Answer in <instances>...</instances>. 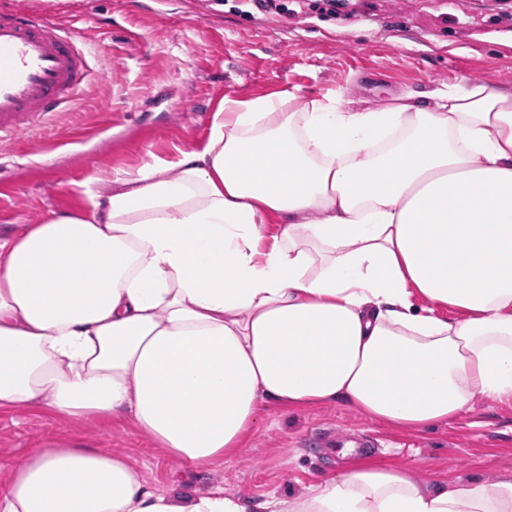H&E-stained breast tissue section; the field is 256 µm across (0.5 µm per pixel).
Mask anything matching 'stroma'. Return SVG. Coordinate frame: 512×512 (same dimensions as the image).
<instances>
[{"label":"stroma","instance_id":"obj_1","mask_svg":"<svg viewBox=\"0 0 512 512\" xmlns=\"http://www.w3.org/2000/svg\"><path fill=\"white\" fill-rule=\"evenodd\" d=\"M82 30L99 75L29 142L79 138L33 162L16 154L0 171V235L20 234L50 211L88 203L85 184L104 191L115 175L157 162L202 139L223 99L291 91L300 103L335 98L378 107L392 95L448 85L512 88V18L484 0H356L345 17L299 13L250 19L228 0H25ZM374 439L365 459L424 484L492 483L512 476V402L475 396L445 424L407 430L341 402L259 409L246 448L198 470L167 457L131 419L78 423L39 408L0 412V485L8 461L43 441L81 440L129 456L143 481L181 497L220 486L261 501L301 494L346 467L327 435Z\"/></svg>","mask_w":512,"mask_h":512}]
</instances>
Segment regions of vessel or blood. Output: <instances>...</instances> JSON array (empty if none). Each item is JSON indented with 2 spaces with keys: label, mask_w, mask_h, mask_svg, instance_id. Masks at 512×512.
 <instances>
[{
  "label": "vessel or blood",
  "mask_w": 512,
  "mask_h": 512,
  "mask_svg": "<svg viewBox=\"0 0 512 512\" xmlns=\"http://www.w3.org/2000/svg\"><path fill=\"white\" fill-rule=\"evenodd\" d=\"M96 75L78 29L43 11L0 7V144L67 107Z\"/></svg>",
  "instance_id": "b4317fda"
}]
</instances>
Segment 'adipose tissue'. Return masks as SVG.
Here are the masks:
<instances>
[{
	"instance_id": "ef3b65f1",
	"label": "adipose tissue",
	"mask_w": 512,
	"mask_h": 512,
	"mask_svg": "<svg viewBox=\"0 0 512 512\" xmlns=\"http://www.w3.org/2000/svg\"><path fill=\"white\" fill-rule=\"evenodd\" d=\"M297 100L223 99L176 162L0 237V411L123 415L204 469L265 401L416 430L512 399V89ZM8 469L0 512H512V478L366 461L255 506L155 490L80 441Z\"/></svg>"
}]
</instances>
